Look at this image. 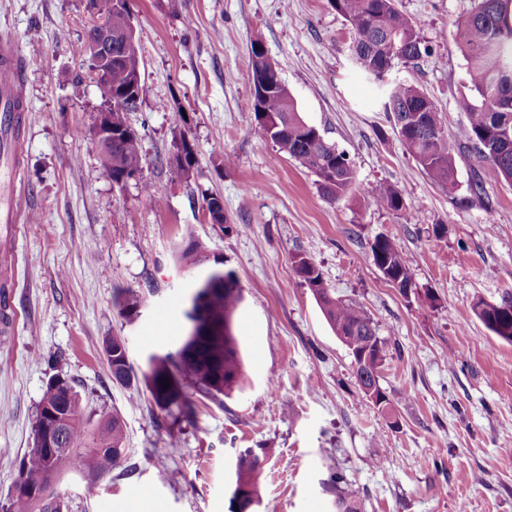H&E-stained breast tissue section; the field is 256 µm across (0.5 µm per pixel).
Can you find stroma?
Segmentation results:
<instances>
[{
	"label": "stroma",
	"mask_w": 512,
	"mask_h": 512,
	"mask_svg": "<svg viewBox=\"0 0 512 512\" xmlns=\"http://www.w3.org/2000/svg\"><path fill=\"white\" fill-rule=\"evenodd\" d=\"M429 48L403 68L442 111L455 158L454 191L434 183L403 146L377 85L357 68L343 18L328 0H130L142 47L143 92L126 122L143 169L116 187L92 136L100 97L75 52L93 19L83 0H0L32 107L14 179V250L0 254L10 287L0 315V512L33 443L43 392L60 374L76 383L90 425L119 413L129 461L92 496L80 474L54 482L63 512H229L237 456L265 451L259 512H336L323 488L333 456L361 512H512V344L474 311L512 291V185L472 147L456 100L467 84L455 22L471 0H398ZM268 57L301 117L344 151L356 180L324 198L314 174L246 120L250 42ZM196 165L173 177L175 139ZM481 180L488 204L472 200ZM397 186L403 210L371 205ZM161 200L146 205L144 186ZM224 201L230 231L214 228L205 196ZM193 231L234 272L242 299L233 331L244 378L223 406L197 402L193 424L159 428L141 377L150 356L175 352L185 332L191 276L173 257ZM396 235L413 286L400 290L374 265L370 245ZM319 267L333 295L363 306L388 343L379 385L384 415L358 390L354 359L335 336L294 260ZM143 301L120 312L123 290ZM124 341L137 384H116L104 343ZM168 447L165 460L155 449ZM382 466H375L376 458Z\"/></svg>",
	"instance_id": "stroma-1"
}]
</instances>
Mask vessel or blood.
Masks as SVG:
<instances>
[{
  "mask_svg": "<svg viewBox=\"0 0 512 512\" xmlns=\"http://www.w3.org/2000/svg\"><path fill=\"white\" fill-rule=\"evenodd\" d=\"M24 70L14 44L0 40V159L15 161L25 151L18 116L29 106L23 91Z\"/></svg>",
  "mask_w": 512,
  "mask_h": 512,
  "instance_id": "b4317fda",
  "label": "vessel or blood"
}]
</instances>
